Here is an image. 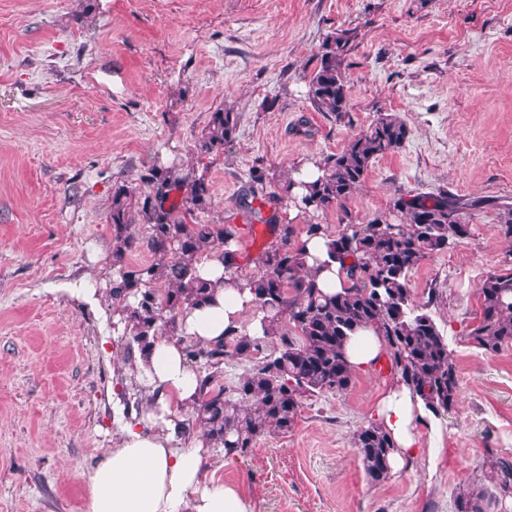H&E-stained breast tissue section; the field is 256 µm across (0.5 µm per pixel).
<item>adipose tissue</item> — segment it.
Here are the masks:
<instances>
[{
  "label": "adipose tissue",
  "instance_id": "1",
  "mask_svg": "<svg viewBox=\"0 0 512 512\" xmlns=\"http://www.w3.org/2000/svg\"><path fill=\"white\" fill-rule=\"evenodd\" d=\"M199 268L214 283V295L209 305L186 316L185 333L203 343L221 339L229 326L261 335L253 295L225 280L217 259H202ZM144 374L151 389L159 393L147 413L151 429L128 427L118 446L105 450L89 478L87 512H253L238 487L207 481L209 454L203 439L183 448L171 445L181 409L198 398L196 375L180 345L158 340ZM422 410L421 401L403 386L390 387L379 399L375 418L396 445L392 466L416 455V422Z\"/></svg>",
  "mask_w": 512,
  "mask_h": 512
}]
</instances>
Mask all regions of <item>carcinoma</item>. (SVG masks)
Instances as JSON below:
<instances>
[{
	"label": "carcinoma",
	"instance_id": "1",
	"mask_svg": "<svg viewBox=\"0 0 512 512\" xmlns=\"http://www.w3.org/2000/svg\"><path fill=\"white\" fill-rule=\"evenodd\" d=\"M354 32H330L323 38L317 63L304 75L310 107L339 123L351 122L350 75L345 64ZM239 114L226 108L211 113L194 144L199 160L224 152L234 139ZM409 131L393 115L380 114L335 154L314 161L311 181L291 173L271 172L262 165L247 173L238 206L250 222L272 227L274 239L253 259L255 271L242 275L241 254L232 248L238 226L203 219L212 205L208 168L179 173L156 160L140 176L146 191L120 185L112 193V276L106 294L112 301L113 326L122 330L127 360L138 373L133 353L147 359L154 344L166 337L182 345L185 359L200 366L196 374V422L208 443L224 457H245L258 438L286 434L294 427L304 401L326 392H343L353 381L347 344L370 327L391 364L396 382L406 386L436 417L457 405L459 378L448 341L432 317L411 300L409 274L422 261L468 234L465 210L446 191L400 194L393 209L400 221L375 217L365 224L346 207L356 188L379 158L403 147ZM293 206L308 216L302 232L327 239L328 256L342 263L347 284L327 293L307 255L295 241V228L282 218ZM340 212L343 228L335 235L318 221L330 210ZM145 226L139 237L136 225ZM151 260L128 262L140 244ZM218 252L225 273L243 282L262 312V335L243 329L224 330L213 344L187 340L184 312L204 304L212 285L198 264ZM480 315L468 335L492 355L512 344V272L489 274L479 288ZM238 355L270 353L235 384L221 383L227 345ZM354 444L367 478L382 482L390 475L395 445L378 421L360 427ZM484 482L460 490L455 512H508L512 502V456L489 451Z\"/></svg>",
	"mask_w": 512,
	"mask_h": 512
}]
</instances>
